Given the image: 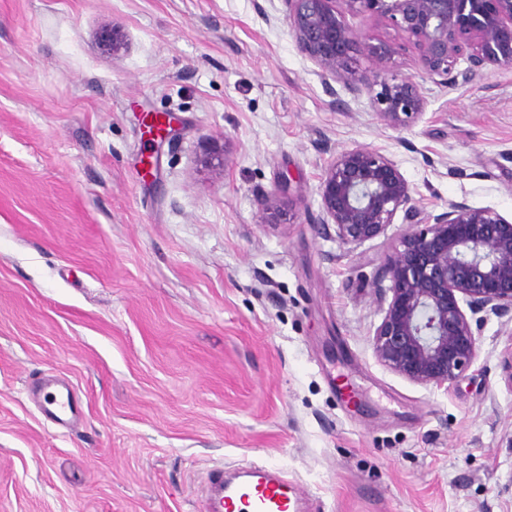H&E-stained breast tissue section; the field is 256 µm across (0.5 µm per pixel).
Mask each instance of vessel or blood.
<instances>
[{"mask_svg": "<svg viewBox=\"0 0 512 512\" xmlns=\"http://www.w3.org/2000/svg\"><path fill=\"white\" fill-rule=\"evenodd\" d=\"M78 412L73 393H57L46 399L45 414L63 423ZM202 512H303V500L294 484L268 465L241 467L237 479H225L213 471L202 488Z\"/></svg>", "mask_w": 512, "mask_h": 512, "instance_id": "b4317fda", "label": "vessel or blood"}]
</instances>
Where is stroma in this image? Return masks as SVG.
<instances>
[{
    "label": "stroma",
    "mask_w": 512,
    "mask_h": 512,
    "mask_svg": "<svg viewBox=\"0 0 512 512\" xmlns=\"http://www.w3.org/2000/svg\"><path fill=\"white\" fill-rule=\"evenodd\" d=\"M283 9L0 0V512H197L208 474L247 460L308 512H512V324L486 323L449 388L404 379L371 348L402 218L351 253L317 226L322 174L356 147L392 158L423 214L511 219L512 70L444 85L352 18L396 46L386 77L421 87L396 130L369 92L327 91ZM51 374L81 401L73 425L31 396Z\"/></svg>",
    "instance_id": "1"
}]
</instances>
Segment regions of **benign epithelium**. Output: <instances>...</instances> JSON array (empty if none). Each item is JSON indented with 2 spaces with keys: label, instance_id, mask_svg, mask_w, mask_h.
<instances>
[{
  "label": "benign epithelium",
  "instance_id": "benign-epithelium-1",
  "mask_svg": "<svg viewBox=\"0 0 512 512\" xmlns=\"http://www.w3.org/2000/svg\"><path fill=\"white\" fill-rule=\"evenodd\" d=\"M344 8H336V2ZM295 48L320 69L324 83L372 93L374 112L397 129L420 114L424 100L411 77L396 81L384 68L396 54L390 42L365 41L346 15L393 27L418 51L422 74L452 84L473 82L489 68L512 69V0H283ZM362 52L374 63L352 67ZM466 67L457 72L456 66ZM320 223L354 249L384 233L403 212L406 228L375 277L383 318L372 338L375 357L409 381L446 388L474 363L487 321L512 320V220L486 207L450 202L420 220L409 184L396 163L377 150L337 153L319 184ZM262 222L279 219L278 199L258 198Z\"/></svg>",
  "mask_w": 512,
  "mask_h": 512
}]
</instances>
